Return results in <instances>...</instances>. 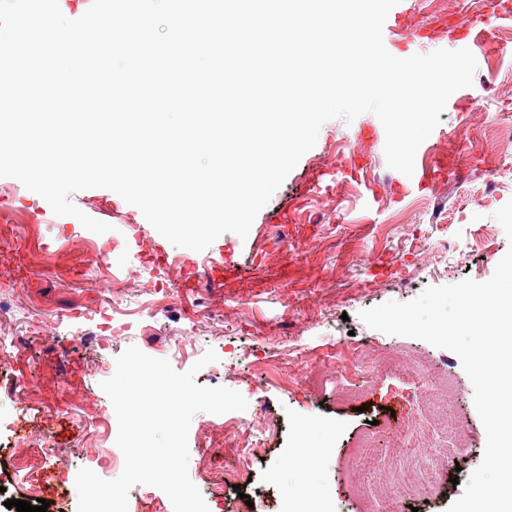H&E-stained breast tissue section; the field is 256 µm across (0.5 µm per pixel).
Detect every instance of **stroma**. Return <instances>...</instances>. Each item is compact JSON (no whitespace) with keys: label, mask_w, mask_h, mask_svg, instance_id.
Returning <instances> with one entry per match:
<instances>
[{"label":"stroma","mask_w":512,"mask_h":512,"mask_svg":"<svg viewBox=\"0 0 512 512\" xmlns=\"http://www.w3.org/2000/svg\"><path fill=\"white\" fill-rule=\"evenodd\" d=\"M403 5L411 16L403 39L428 36L430 52L447 48L449 31L469 18L498 22L485 13L484 0H404ZM499 33L504 50L496 55L483 53L477 39L466 41L477 61L467 89L471 101L464 111L440 113L437 132L418 149L422 155L447 151L449 135L461 131L492 165L467 166L463 178L447 173L432 192L413 187L399 200L386 191L370 208L363 186L354 182L344 183L332 198L314 191L330 158L355 152L367 154L370 175L381 184L401 177L387 165L384 138L358 142L350 136L351 125L340 119L322 126L315 146L257 214L247 239L226 233L201 252L173 246L111 190L70 196L82 212L110 225V232L97 234L75 217L55 215L18 180L0 178V212L9 231L0 237V250L19 245L28 267L10 312L0 313V338L21 340L33 322L53 325L67 309L106 299L113 305L111 320L85 325L84 340L63 357H56L57 344L49 340L40 353H18L11 375L0 374V411L19 417L26 429L22 442L0 430V512H9L7 500H29L25 479L35 467L74 473L93 468L106 480L121 474V466L111 463L120 452L116 434L103 437L98 452L89 455L81 427L109 405L101 383L132 345L170 360L179 372L214 349L217 361L200 369L196 384L238 391L248 402L245 425L228 429L224 415L202 412L190 426L188 473L209 512H303L310 501L324 502L330 512H366L357 493L362 486L386 491L378 512H447L480 465L486 445L473 385L450 350L374 330L359 314L391 300L410 301L430 286L487 281L512 247L493 217L512 199V151L494 138L498 124L512 118V26ZM490 176L496 181L491 195L484 191ZM303 192L315 219L298 231L304 250L280 248L274 264L254 266L250 279L170 296L186 263L200 268L224 251L267 249L274 241V215ZM445 236L456 245L442 252L437 243ZM114 241L120 249L103 255V247ZM155 248L167 255V264L154 263ZM379 265L387 275L372 277L371 268ZM189 327L194 330L189 356L175 358L173 349ZM342 358L374 367V376L348 385L336 368ZM407 362L455 381L459 402L452 416L468 437L440 468L439 492L414 506L397 494V452L419 441L412 466L426 470L443 445V433L428 426L431 403L417 380L401 371ZM22 374L28 384L15 387L13 376ZM255 442L262 458L254 462L249 484L233 489L225 474Z\"/></svg>","instance_id":"35a3bbf8"}]
</instances>
